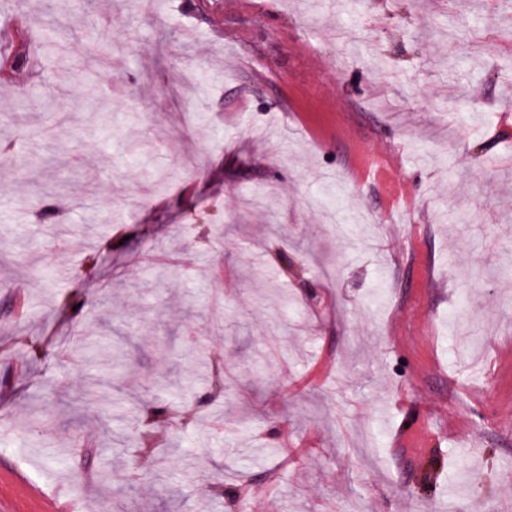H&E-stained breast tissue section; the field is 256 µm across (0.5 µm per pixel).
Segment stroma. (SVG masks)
Returning <instances> with one entry per match:
<instances>
[{"mask_svg":"<svg viewBox=\"0 0 512 512\" xmlns=\"http://www.w3.org/2000/svg\"><path fill=\"white\" fill-rule=\"evenodd\" d=\"M509 30L512 0H0V499L512 512ZM92 374L123 386L78 401ZM158 405L187 422L113 447Z\"/></svg>","mask_w":512,"mask_h":512,"instance_id":"1","label":"stroma"}]
</instances>
